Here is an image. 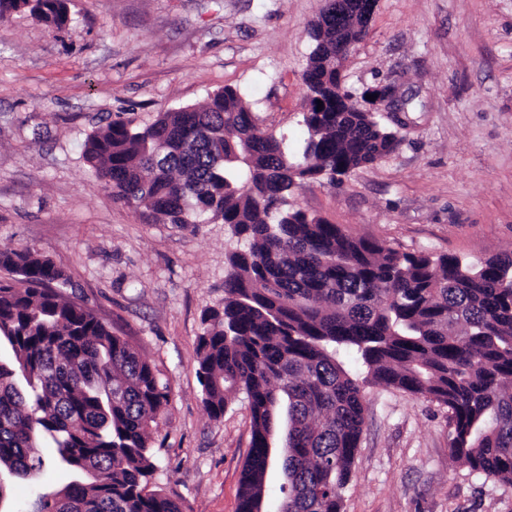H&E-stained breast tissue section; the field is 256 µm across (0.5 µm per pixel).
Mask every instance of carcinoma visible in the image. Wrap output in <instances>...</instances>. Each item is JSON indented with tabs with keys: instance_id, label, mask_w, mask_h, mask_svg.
Masks as SVG:
<instances>
[{
	"instance_id": "obj_1",
	"label": "carcinoma",
	"mask_w": 512,
	"mask_h": 512,
	"mask_svg": "<svg viewBox=\"0 0 512 512\" xmlns=\"http://www.w3.org/2000/svg\"><path fill=\"white\" fill-rule=\"evenodd\" d=\"M324 0L309 28L301 79L323 109L302 112L304 137L260 123L226 86L197 106L144 126L113 121L91 133L84 157L114 200L148 223L227 226L224 304L202 317L198 377L214 421L243 394L250 450L238 512H268L265 482L279 472L278 512H342L363 434L371 383L448 408L453 458L512 484V251L477 261L402 252L288 206L304 184L372 166L400 138L341 88V34ZM63 0L33 8L50 27ZM0 477L47 468L71 481L41 487L18 512H184L149 489L168 384L92 310L64 295L70 278L43 254L0 251ZM352 352L358 378L341 359ZM55 449L48 459L42 449Z\"/></svg>"
}]
</instances>
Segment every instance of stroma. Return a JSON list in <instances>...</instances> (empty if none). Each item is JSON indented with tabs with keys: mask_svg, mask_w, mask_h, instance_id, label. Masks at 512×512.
Returning <instances> with one entry per match:
<instances>
[{
	"mask_svg": "<svg viewBox=\"0 0 512 512\" xmlns=\"http://www.w3.org/2000/svg\"><path fill=\"white\" fill-rule=\"evenodd\" d=\"M65 28L0 20V249L51 256L69 297L170 385L151 486L186 512H237L251 416L212 421L199 383L202 316L224 304L223 224H148L83 158L113 120L144 124L230 85L264 126L303 138L301 74L323 0H68ZM356 94L397 85L398 149L294 204L403 251L485 259L512 250V0H379L348 56ZM342 512H512V484L455 462L446 408L366 388Z\"/></svg>",
	"mask_w": 512,
	"mask_h": 512,
	"instance_id": "35a3bbf8",
	"label": "stroma"
}]
</instances>
